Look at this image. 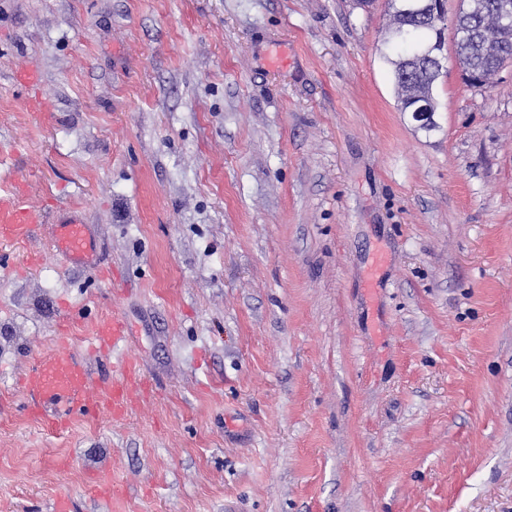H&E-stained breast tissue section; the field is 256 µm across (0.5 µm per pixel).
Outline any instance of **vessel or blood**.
<instances>
[{
  "instance_id": "b4317fda",
  "label": "vessel or blood",
  "mask_w": 512,
  "mask_h": 512,
  "mask_svg": "<svg viewBox=\"0 0 512 512\" xmlns=\"http://www.w3.org/2000/svg\"><path fill=\"white\" fill-rule=\"evenodd\" d=\"M10 223L0 225V235L20 236L30 232L31 213L0 205ZM54 245L69 258L84 255L90 246L86 225L74 220L57 226ZM129 328L119 314L98 319L90 340L99 350H115L128 341ZM143 384L138 363L130 358L115 360L111 380L95 378L88 365L70 350V338L59 334L56 347L37 356L19 377L17 388L26 400V409L57 430L67 429L77 419H95L102 413L123 416L141 398Z\"/></svg>"
}]
</instances>
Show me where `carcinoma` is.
I'll use <instances>...</instances> for the list:
<instances>
[{
    "label": "carcinoma",
    "mask_w": 512,
    "mask_h": 512,
    "mask_svg": "<svg viewBox=\"0 0 512 512\" xmlns=\"http://www.w3.org/2000/svg\"><path fill=\"white\" fill-rule=\"evenodd\" d=\"M497 0H469V8L458 17L457 54L465 73L480 74L485 85L507 64L512 63V18L501 15ZM393 20L389 42L398 57L392 60L400 109L412 107L407 86L431 87L438 77L436 65L419 57L423 46L432 41L434 30L419 18L406 19L400 11L401 0H390Z\"/></svg>",
    "instance_id": "obj_1"
}]
</instances>
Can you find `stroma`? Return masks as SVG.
<instances>
[{
    "mask_svg": "<svg viewBox=\"0 0 512 512\" xmlns=\"http://www.w3.org/2000/svg\"><path fill=\"white\" fill-rule=\"evenodd\" d=\"M460 6L424 129L388 0H0V512H113L102 470L122 512H512V65L465 84ZM71 309L149 393L57 432L15 383ZM1 212L8 213L16 224H1L0 235L20 236L30 232L33 216L25 210H17L10 203H1ZM54 246L67 258L84 255L90 246L87 227L76 220H63L57 224ZM90 340L94 348L99 350H116L125 345L130 336L129 328L119 314L98 319L91 328Z\"/></svg>",
    "mask_w": 512,
    "mask_h": 512,
    "instance_id": "stroma-1",
    "label": "stroma"
}]
</instances>
